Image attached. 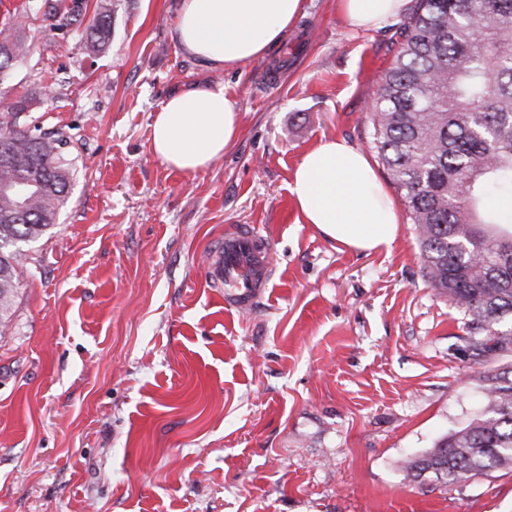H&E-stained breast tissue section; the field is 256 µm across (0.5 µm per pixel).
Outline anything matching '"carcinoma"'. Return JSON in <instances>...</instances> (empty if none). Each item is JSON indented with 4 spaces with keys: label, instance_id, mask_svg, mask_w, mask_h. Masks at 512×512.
<instances>
[{
    "label": "carcinoma",
    "instance_id": "cac0c4a2",
    "mask_svg": "<svg viewBox=\"0 0 512 512\" xmlns=\"http://www.w3.org/2000/svg\"><path fill=\"white\" fill-rule=\"evenodd\" d=\"M51 30L71 28L92 54L112 36V0H45ZM23 16L0 28V64L27 54ZM373 112V144L418 230L432 287L489 335L512 317V0H416ZM20 96L0 113L11 137L0 184L30 180L28 217L0 194V335L12 317L26 246L55 223L75 167L63 132L44 131ZM496 197L491 209L487 199ZM487 410L409 460L406 478L444 482L512 467V380L488 377Z\"/></svg>",
    "mask_w": 512,
    "mask_h": 512
}]
</instances>
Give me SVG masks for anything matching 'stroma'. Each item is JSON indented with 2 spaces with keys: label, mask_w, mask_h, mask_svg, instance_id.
<instances>
[{
  "label": "stroma",
  "mask_w": 512,
  "mask_h": 512,
  "mask_svg": "<svg viewBox=\"0 0 512 512\" xmlns=\"http://www.w3.org/2000/svg\"><path fill=\"white\" fill-rule=\"evenodd\" d=\"M27 11L0 96L62 131L76 177L32 243L0 335V512H512V468L455 483L403 466L485 411L512 344L469 332L424 275L400 211L390 250L353 253L302 223L287 186L338 137L376 158L370 105L399 44L336 0L265 55L215 68L176 39L182 0H112L88 55ZM224 85L241 111L207 168L152 150L173 94ZM257 227L273 276L249 310L206 278L211 245Z\"/></svg>",
  "instance_id": "stroma-1"
}]
</instances>
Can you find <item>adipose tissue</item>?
I'll use <instances>...</instances> for the list:
<instances>
[{"label": "adipose tissue", "instance_id": "obj_1", "mask_svg": "<svg viewBox=\"0 0 512 512\" xmlns=\"http://www.w3.org/2000/svg\"><path fill=\"white\" fill-rule=\"evenodd\" d=\"M355 30L381 28L406 13L410 0H337ZM303 0H182L176 38L191 56L236 66L278 43L300 14ZM240 112L224 86L171 96L153 124L154 153L172 170L207 167L237 137ZM288 190L304 223L353 252L389 250L399 230L391 195L372 163L345 140L329 138L300 158Z\"/></svg>", "mask_w": 512, "mask_h": 512}]
</instances>
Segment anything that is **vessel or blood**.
<instances>
[{
  "label": "vessel or blood",
  "mask_w": 512,
  "mask_h": 512,
  "mask_svg": "<svg viewBox=\"0 0 512 512\" xmlns=\"http://www.w3.org/2000/svg\"><path fill=\"white\" fill-rule=\"evenodd\" d=\"M270 262L262 237L253 227L241 226L227 233L213 251L209 281L223 287L229 303L249 308L268 286Z\"/></svg>",
  "instance_id": "1"
}]
</instances>
